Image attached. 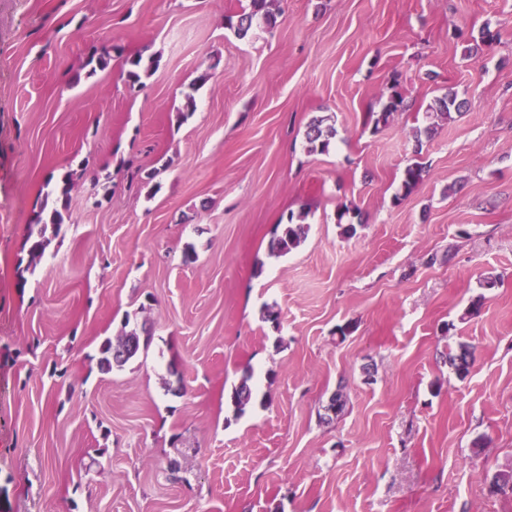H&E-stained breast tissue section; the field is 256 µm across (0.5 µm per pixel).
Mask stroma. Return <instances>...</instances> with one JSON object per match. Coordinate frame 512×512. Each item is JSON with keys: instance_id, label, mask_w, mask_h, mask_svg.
<instances>
[{"instance_id": "1", "label": "stroma", "mask_w": 512, "mask_h": 512, "mask_svg": "<svg viewBox=\"0 0 512 512\" xmlns=\"http://www.w3.org/2000/svg\"><path fill=\"white\" fill-rule=\"evenodd\" d=\"M237 5L0 0V512H512L490 490L512 471V0H279L243 40ZM107 38L158 58L143 88L91 71ZM450 89L466 112L432 123ZM80 168L16 288L46 180ZM300 210L305 240L271 254ZM127 325L147 348L102 373ZM336 135L335 129L325 130L322 128L321 121L312 120L305 133L307 153H325L329 150L331 138ZM251 373L247 370L238 385L232 388L228 399L236 415L245 413L246 408L253 399V389L250 384Z\"/></svg>"}]
</instances>
